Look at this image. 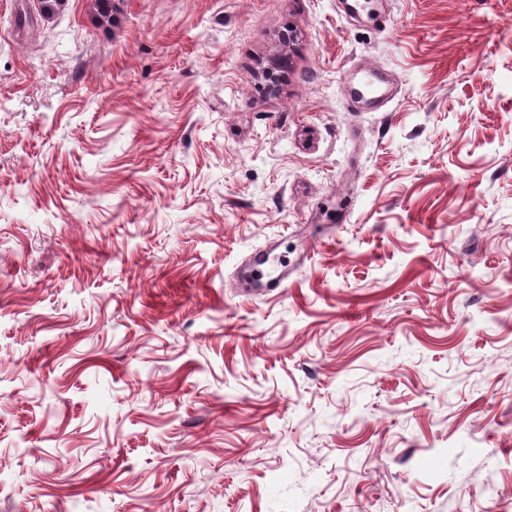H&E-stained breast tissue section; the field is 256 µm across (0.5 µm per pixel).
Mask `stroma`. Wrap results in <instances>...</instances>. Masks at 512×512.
Instances as JSON below:
<instances>
[{"mask_svg": "<svg viewBox=\"0 0 512 512\" xmlns=\"http://www.w3.org/2000/svg\"><path fill=\"white\" fill-rule=\"evenodd\" d=\"M23 6L0 512H512V0ZM288 265H282L271 253L254 259L249 268V277L257 293L267 294L278 288H286Z\"/></svg>", "mask_w": 512, "mask_h": 512, "instance_id": "1", "label": "stroma"}]
</instances>
